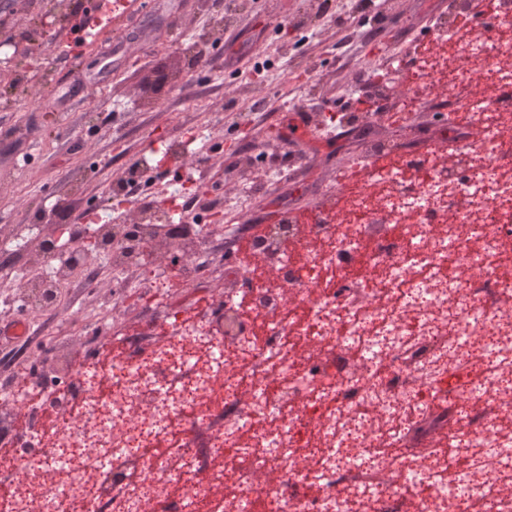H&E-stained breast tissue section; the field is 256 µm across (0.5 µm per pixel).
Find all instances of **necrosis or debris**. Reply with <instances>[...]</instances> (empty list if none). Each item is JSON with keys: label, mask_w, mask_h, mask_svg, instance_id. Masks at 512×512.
<instances>
[{"label": "necrosis or debris", "mask_w": 512, "mask_h": 512, "mask_svg": "<svg viewBox=\"0 0 512 512\" xmlns=\"http://www.w3.org/2000/svg\"><path fill=\"white\" fill-rule=\"evenodd\" d=\"M479 60L494 99L473 93L470 137L440 127L417 183L381 170L380 201L361 194L357 220L295 224L256 240L272 279L249 293L267 328L254 342L238 298L217 315L175 318L148 359L113 367L108 381L77 369L50 391L82 417L52 441L38 424L15 440L14 483L0 512H512V170L502 163V116L512 113V35L460 50ZM124 224L69 225V246L41 234L39 266L0 270L16 304L55 309L80 263L97 287L106 264L115 287L143 267L139 293L163 302L181 277L203 273L211 233L198 216L181 273L156 255L183 241V210L147 189ZM168 234H160V225ZM306 252L310 280L299 279ZM366 269L351 273L352 261ZM337 276L335 287L323 278ZM454 418L451 450L408 440L435 411ZM205 422V449H148L179 418Z\"/></svg>", "instance_id": "obj_1"}]
</instances>
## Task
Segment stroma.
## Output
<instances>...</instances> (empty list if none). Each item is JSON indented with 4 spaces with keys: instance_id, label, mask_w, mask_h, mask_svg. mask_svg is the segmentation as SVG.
<instances>
[{
    "instance_id": "stroma-1",
    "label": "stroma",
    "mask_w": 512,
    "mask_h": 512,
    "mask_svg": "<svg viewBox=\"0 0 512 512\" xmlns=\"http://www.w3.org/2000/svg\"><path fill=\"white\" fill-rule=\"evenodd\" d=\"M318 4L241 0L224 23L209 11L208 0H188L180 32L143 18L139 25L148 38L137 52L115 57L107 35L75 58L58 29L45 34L38 25L39 19L59 17L54 0H0V44L14 43L23 31L31 48L27 59L0 68V228L25 232L48 204L76 223L91 206L108 205L113 221L121 222L128 207L114 199L112 187L146 161L148 138L178 143L211 127L217 153L193 175L203 187L196 207L224 217L206 245V276L181 283L165 306L125 289L111 335H98L92 324L74 328L61 314L38 313L29 317L25 335L12 334L17 311L10 292L0 293V384L22 381L42 358L37 342L48 338L67 347L79 366L110 344L150 353L173 315L214 314L212 285L233 261L238 238L267 232L283 208L306 223L324 184L342 180V206L363 191L356 173L364 166L366 139L384 140L403 155L424 150L441 119L467 133V111L453 97L469 85L456 74L448 75L449 86L437 98L418 100L403 126L386 117L395 97L378 95L360 78L367 67L411 61L416 42H433L434 21L447 11L448 0H387L383 21H368L354 32L326 24ZM185 33L208 38V64L176 69L160 95L143 94L153 60L174 66L172 45ZM106 60L117 63L109 81L86 90ZM269 85L276 86V95H263ZM359 98L381 112L365 129L344 120ZM260 154L285 172L269 187L259 186L249 163ZM246 186L252 193L240 212L233 193Z\"/></svg>"
}]
</instances>
